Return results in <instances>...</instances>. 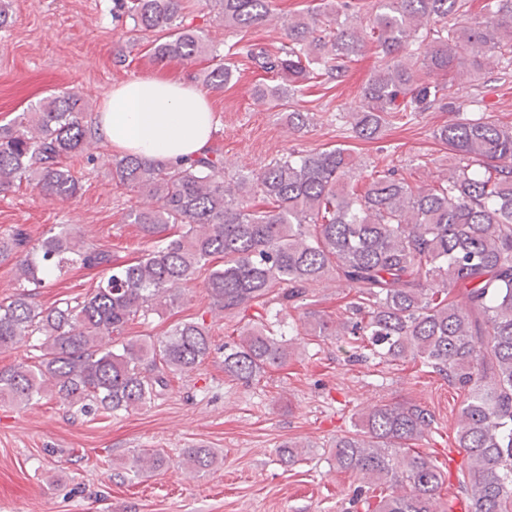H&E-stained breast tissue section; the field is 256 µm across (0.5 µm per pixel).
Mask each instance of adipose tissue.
<instances>
[{"mask_svg":"<svg viewBox=\"0 0 512 512\" xmlns=\"http://www.w3.org/2000/svg\"><path fill=\"white\" fill-rule=\"evenodd\" d=\"M98 120L105 137L120 151L170 162L197 157L208 146L216 123L201 89L150 76L114 86Z\"/></svg>","mask_w":512,"mask_h":512,"instance_id":"ef3b65f1","label":"adipose tissue"}]
</instances>
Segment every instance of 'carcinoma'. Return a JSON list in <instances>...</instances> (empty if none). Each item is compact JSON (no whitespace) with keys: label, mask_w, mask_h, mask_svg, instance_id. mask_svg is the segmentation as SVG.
I'll use <instances>...</instances> for the list:
<instances>
[{"label":"carcinoma","mask_w":512,"mask_h":512,"mask_svg":"<svg viewBox=\"0 0 512 512\" xmlns=\"http://www.w3.org/2000/svg\"><path fill=\"white\" fill-rule=\"evenodd\" d=\"M321 0L324 25L298 12L288 17V45L273 52L248 39L276 18V0H212L224 27L241 33L224 56L186 22L184 0H114L134 43L147 42L159 62L192 64L210 56L202 84L224 91L231 59L283 80L256 90L262 103L288 111L293 128L314 116L292 108L310 84L341 80L368 47L376 65L350 110L361 140L405 126L438 106L454 112L452 90L468 70L494 59L512 67V0ZM95 122L73 92L40 99L0 125V193L26 183L46 200L81 190L67 160L81 153ZM455 163L448 177L414 186L387 164L364 182L352 179L348 149L291 151L231 185L211 147L188 164L123 155L112 158L115 185L143 191L153 203L126 219L155 243L130 261L90 246L72 224L33 240L13 227L0 232V263H12L17 290L0 299V350L38 340L32 365L0 371V398L28 404L47 395L81 413L135 409L212 353L198 322H181L156 343L112 339L136 320L184 299L206 272L213 306L238 314L253 305L280 321L311 288L334 280L348 289L341 319L304 312L303 322L273 333L262 321L236 329L224 343V374L246 385L288 364L287 333L353 336L350 358L375 365L412 362L463 392L454 447L464 456L458 491L468 512H512V127L480 109L437 129ZM221 264H216V261ZM101 273L96 289L45 307L36 302L55 273ZM435 424L425 405L379 401L352 414L336 436V469L359 481L354 503L365 512H450L441 501L443 471L419 450ZM307 445L282 446L286 463ZM198 470L212 449L186 451ZM136 473L167 465L159 452L134 459ZM378 502L371 504L372 495Z\"/></svg>","instance_id":"carcinoma-1"}]
</instances>
